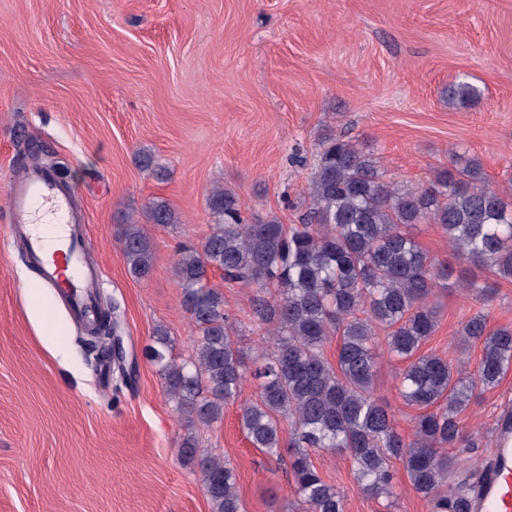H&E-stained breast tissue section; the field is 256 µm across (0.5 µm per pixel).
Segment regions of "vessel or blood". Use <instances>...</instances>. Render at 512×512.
<instances>
[{
  "instance_id": "b4317fda",
  "label": "vessel or blood",
  "mask_w": 512,
  "mask_h": 512,
  "mask_svg": "<svg viewBox=\"0 0 512 512\" xmlns=\"http://www.w3.org/2000/svg\"><path fill=\"white\" fill-rule=\"evenodd\" d=\"M5 207L11 235L24 245L30 266L47 287L55 289L77 324L93 328L100 315L95 288L98 269L83 258L85 227L73 213L70 188L53 170L34 169L13 184ZM43 224L55 228V250H48L39 231ZM476 498V512H512L511 411L497 423L491 467Z\"/></svg>"
}]
</instances>
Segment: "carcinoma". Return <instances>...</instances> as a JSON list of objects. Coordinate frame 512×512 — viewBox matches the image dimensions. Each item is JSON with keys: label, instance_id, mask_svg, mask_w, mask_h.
<instances>
[{"label": "carcinoma", "instance_id": "1", "mask_svg": "<svg viewBox=\"0 0 512 512\" xmlns=\"http://www.w3.org/2000/svg\"><path fill=\"white\" fill-rule=\"evenodd\" d=\"M480 96L463 79L448 87L452 106ZM138 165L158 180L165 177L149 153L138 155ZM310 197L301 223L289 227L274 217L248 223L233 191L211 192L208 235L198 248H181L175 263L197 335L192 352L180 363L172 360L162 327L148 348L168 400L189 423L209 426L253 381L258 397L240 405V426L253 447L281 462L282 423H289L288 464L305 512H344L343 496L311 462L310 452L321 449L348 454L358 487L371 498L394 497L390 459L399 458L411 487L434 512H469L467 497L451 500L445 494L459 463L448 449L469 447L460 415L512 369V326L490 331L481 312L462 322L459 343L482 347L471 376L460 364L420 352L439 326L433 288L452 270L409 229L438 225L460 263L511 281L512 200L490 186L478 160L459 156L429 184L400 188L363 142L332 134L319 143ZM148 219L160 225L177 221L159 200L151 203ZM120 241L130 274L147 276L153 264L147 234L126 224ZM215 269L227 282L257 289L253 321L265 329L270 348L250 357L235 339L224 293L207 284ZM459 282L475 300H492L489 285L466 276ZM335 336L333 363L325 346ZM382 342L389 356L407 361L401 397L425 410L408 438L396 430L387 406L373 398ZM182 452L197 463L211 512H242L233 467L197 448L191 436Z\"/></svg>", "mask_w": 512, "mask_h": 512}]
</instances>
